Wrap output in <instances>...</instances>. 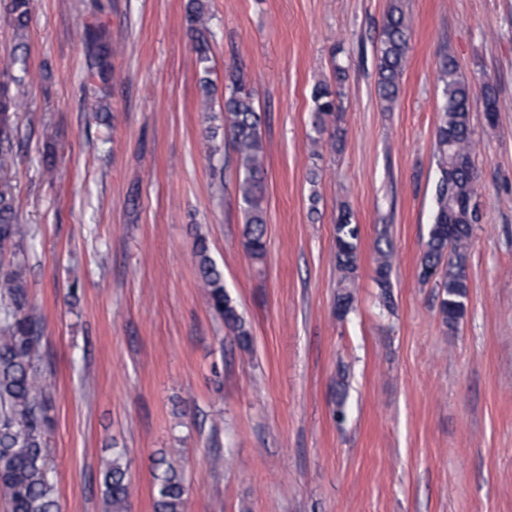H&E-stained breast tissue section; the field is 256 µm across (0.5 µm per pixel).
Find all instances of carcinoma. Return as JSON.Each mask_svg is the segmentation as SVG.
Listing matches in <instances>:
<instances>
[{"label":"carcinoma","instance_id":"carcinoma-1","mask_svg":"<svg viewBox=\"0 0 512 512\" xmlns=\"http://www.w3.org/2000/svg\"><path fill=\"white\" fill-rule=\"evenodd\" d=\"M4 9L18 31L28 27L33 0H4ZM188 30L200 65L198 81L205 111L212 110L217 87L210 78L209 27L204 0H188ZM409 23L399 0H391L382 28L377 67L380 98L393 104L398 96L403 63L409 48ZM83 38L88 49L91 76L105 79L112 70V47L103 40L100 27L84 25ZM335 83H320L310 94L313 143L336 138L337 112L348 68L333 61ZM29 70L25 58L14 55L0 67V172L15 165L19 141L15 115L17 94L25 85ZM444 102L435 130L438 178L435 184V210L421 259V276L434 279L440 288L438 314L443 327H455L464 317L468 298L469 275L466 251L477 209L470 206L477 178L472 159L470 114L480 101L489 123L498 112L494 89L486 84L481 94L459 73L455 60L444 57L438 69ZM86 111L108 122L110 108L97 96L85 97ZM224 136L237 156L238 189L245 215L244 247L250 257L261 260L266 252V168L262 116L254 92L243 76L231 75L224 86ZM25 236L18 223L15 197L7 187L0 188V254L16 249ZM359 227L349 214L339 213L335 224V263L341 273L336 296V313L346 316L354 302L358 270ZM195 257L200 278L212 309L237 336L242 349L250 348V331L228 293L224 273L209 255L205 238L197 239ZM392 251L377 248L376 283L382 303L392 306ZM27 282L24 265L0 276V497L11 512H58L47 472L46 433L51 425L48 415L47 386L38 364L41 336L39 319L28 312ZM103 484L111 512H129L127 468L120 458L110 462L103 472ZM186 481L183 472L162 456L155 460L152 497L154 512H183Z\"/></svg>","mask_w":512,"mask_h":512}]
</instances>
